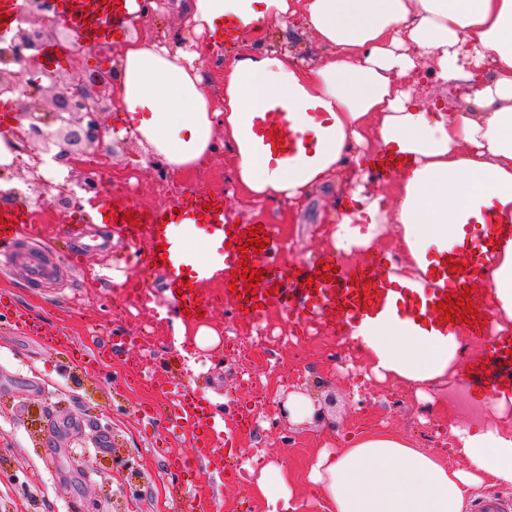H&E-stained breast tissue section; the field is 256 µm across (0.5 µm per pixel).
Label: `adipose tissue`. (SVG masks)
<instances>
[{
  "mask_svg": "<svg viewBox=\"0 0 512 512\" xmlns=\"http://www.w3.org/2000/svg\"><path fill=\"white\" fill-rule=\"evenodd\" d=\"M193 40L185 46L126 38L112 61V135L146 145L165 172L205 166L223 136L236 187L257 201L302 205L347 164L353 148L391 152L408 165L389 195H369L364 168L321 237L348 259L394 236L389 277L424 288L466 228L492 213L512 225V0H178ZM323 50L294 63L264 43L295 22ZM224 53L223 94L207 89L202 48ZM467 86L466 109L421 100L410 79ZM278 109L299 136L297 152H267L254 120ZM477 306L498 330L512 326V237L503 236L476 282ZM435 336L395 316L354 326L349 339L378 380L418 387L459 379L469 336ZM492 421L449 425L461 466L387 433L364 431L345 448L320 449L307 483L325 512H468L486 481L512 488V394L491 401ZM269 512H302L287 471L271 462L255 481Z\"/></svg>",
  "mask_w": 512,
  "mask_h": 512,
  "instance_id": "ef3b65f1",
  "label": "adipose tissue"
}]
</instances>
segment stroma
<instances>
[{"label": "stroma", "mask_w": 512, "mask_h": 512, "mask_svg": "<svg viewBox=\"0 0 512 512\" xmlns=\"http://www.w3.org/2000/svg\"><path fill=\"white\" fill-rule=\"evenodd\" d=\"M268 47L294 61L316 62L322 50L306 30L271 28ZM147 149L136 141L113 139L108 160L113 179H128L139 205L163 209L194 193H220L236 222L279 227L275 261L288 266L310 264L328 248L318 228L335 216L348 197L349 169L339 170L329 188L313 192L302 206L258 203L237 191L227 179L223 153L207 166L176 178L146 163ZM33 213L45 227L52 256L67 265L70 252L95 237L102 251L86 254V275L68 273L46 288L29 287L21 270L0 271V296L21 313L38 320L43 334L68 331L78 340L101 344L108 336H131L134 344L112 354L105 370L92 371L69 349L46 351L40 336H29L0 318V512H195L193 500L180 496V476L167 456L194 453L188 435L170 440L167 455L153 451L144 411L159 407L152 386L133 384L145 365H162V374L191 385L224 416V428L235 444L239 468L259 470L283 462L306 500L304 512H322L319 491L306 482L307 465L318 448L346 443L362 429L389 432L419 446L435 442L447 464L451 437L444 409L457 424L488 422L491 409L475 391L472 379L454 387L442 382L429 388V401L401 382L369 378L365 361L349 345L346 332L320 327L318 335H299L294 345L277 347L253 341V322L223 301L224 285L203 283L204 294L218 301L206 318L219 337L215 346L198 347L192 337L178 338L172 320H156L150 311L129 313L125 288L138 279L159 304H167L166 278L159 268L136 266L126 256L133 245L112 224L92 223L81 203L67 207L38 203ZM324 401L335 396L330 423L287 426L280 423L276 402L288 385ZM254 405L253 425L238 423V407ZM110 445L98 451L100 435ZM253 479L226 481L221 497L208 512H268L265 500L252 493Z\"/></svg>", "instance_id": "1"}]
</instances>
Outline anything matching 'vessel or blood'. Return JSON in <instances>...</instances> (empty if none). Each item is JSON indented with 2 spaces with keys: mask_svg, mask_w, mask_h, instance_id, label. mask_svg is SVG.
Segmentation results:
<instances>
[{
  "mask_svg": "<svg viewBox=\"0 0 512 512\" xmlns=\"http://www.w3.org/2000/svg\"><path fill=\"white\" fill-rule=\"evenodd\" d=\"M25 0H0V36L12 29L16 17L25 9ZM127 13L126 5L116 0H59L56 14L58 25L74 31L86 45L94 46L113 41L121 33L120 22ZM69 45L51 42L42 47L40 56L49 69L65 67L69 61ZM258 126L265 145L274 156L285 158L298 149L299 138L285 125L280 111L265 112ZM106 211L122 218L134 212L135 223L124 222L123 230L137 248L134 262L145 266L161 265L167 277V292L173 312L182 309H203L212 312V299L202 297L198 290L181 289L184 280H230L241 255L231 247L232 237L242 236L247 225L232 222L222 198L196 194L178 203L176 209H147L129 202L107 204ZM488 239L480 240L462 252L449 254L437 268L438 286L422 290L399 286L383 273V259L367 256L361 264L348 265L334 255H325L321 263L295 270L269 262L275 251V242H267L259 253H250V263L263 272L256 296L265 308H275L294 316L298 321L333 322L346 328L383 315L408 318L421 329L448 335L454 320L444 319L441 302L446 295L462 294L472 286L477 273L491 251V244L499 238L501 227L493 215H486ZM179 224L183 235L171 238L169 225ZM43 230L36 224L31 212L24 207L0 216V264L22 268L31 287L40 288L55 279L49 250L42 243ZM205 245L213 260L197 263L191 259L192 242ZM495 367L512 364V336L499 335L486 349L482 360L474 361L470 376L479 393H497L502 383L512 384V374L500 379L498 374H485L484 365ZM159 390L168 400L165 421L169 430L190 433L197 450L195 462L175 459L173 465L185 476H192L197 468L207 470L212 478L211 493L224 486L223 448L230 438L224 430V421L212 405L199 398L187 386L159 381Z\"/></svg>",
  "mask_w": 512,
  "mask_h": 512,
  "instance_id": "vessel-or-blood-1",
  "label": "vessel or blood"
}]
</instances>
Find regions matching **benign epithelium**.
I'll use <instances>...</instances> for the list:
<instances>
[{"label":"benign epithelium","instance_id":"benign-epithelium-1","mask_svg":"<svg viewBox=\"0 0 512 512\" xmlns=\"http://www.w3.org/2000/svg\"><path fill=\"white\" fill-rule=\"evenodd\" d=\"M57 0H26L24 20L19 23L5 47H0V96L7 95L17 105L19 122L15 131L22 152L44 154L70 167L78 174L80 188L98 192L100 185L91 171L80 169L81 158L102 151L112 153L106 144L107 128L102 114L112 106L101 89L112 82V72L87 71L74 67L57 73L34 68L41 47L56 35L51 14ZM25 182L37 188H55L53 204L68 206L74 200L73 189L53 186L39 168L28 169Z\"/></svg>","mask_w":512,"mask_h":512}]
</instances>
